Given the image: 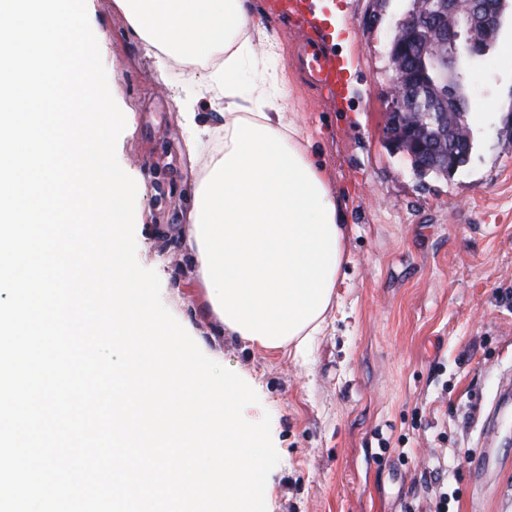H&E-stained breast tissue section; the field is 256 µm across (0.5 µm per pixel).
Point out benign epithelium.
<instances>
[{
    "mask_svg": "<svg viewBox=\"0 0 512 512\" xmlns=\"http://www.w3.org/2000/svg\"><path fill=\"white\" fill-rule=\"evenodd\" d=\"M494 0H415L391 43L387 139L410 159L430 158L450 173L470 131L464 73L497 32ZM430 111H420L421 103Z\"/></svg>",
    "mask_w": 512,
    "mask_h": 512,
    "instance_id": "benign-epithelium-1",
    "label": "benign epithelium"
}]
</instances>
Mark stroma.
<instances>
[{"instance_id":"1","label":"stroma","mask_w":512,"mask_h":512,"mask_svg":"<svg viewBox=\"0 0 512 512\" xmlns=\"http://www.w3.org/2000/svg\"><path fill=\"white\" fill-rule=\"evenodd\" d=\"M410 0H304L308 28L250 0L254 24L276 40L287 77L285 111L311 131L313 151L345 220L344 261L328 325L306 359L220 333L195 288L179 228L193 201L195 168L217 151L204 141L183 159L180 112L224 124V101L201 71L159 75L114 0H91V28L109 88L133 115L116 147L137 183V260L155 270L161 299L209 358L243 378L270 414L279 462L267 512H512V69L496 42L466 82L473 149L452 176L417 177L384 132L390 42ZM339 10L353 39L332 45L348 64L331 100L305 78L299 44L320 37L319 17ZM488 455L480 482L469 462Z\"/></svg>"}]
</instances>
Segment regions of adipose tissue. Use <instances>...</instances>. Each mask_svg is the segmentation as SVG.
<instances>
[{
    "mask_svg": "<svg viewBox=\"0 0 512 512\" xmlns=\"http://www.w3.org/2000/svg\"><path fill=\"white\" fill-rule=\"evenodd\" d=\"M160 71L205 61L224 83V148L194 184L180 236L196 286L221 329L269 351L305 355L324 328L344 259L343 213L312 151L283 111L279 45L246 0H114ZM266 75L256 111L239 103L243 64Z\"/></svg>",
    "mask_w": 512,
    "mask_h": 512,
    "instance_id": "ef3b65f1",
    "label": "adipose tissue"
}]
</instances>
